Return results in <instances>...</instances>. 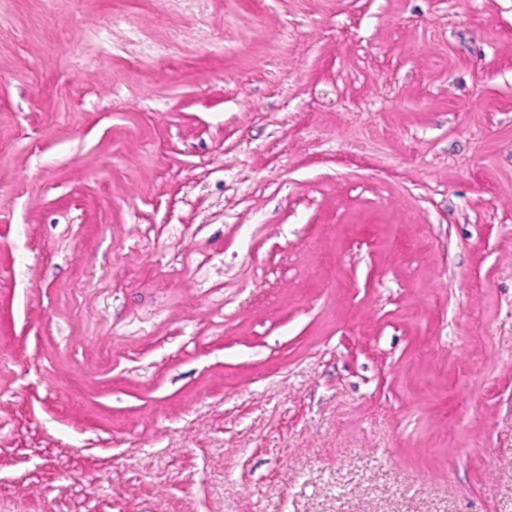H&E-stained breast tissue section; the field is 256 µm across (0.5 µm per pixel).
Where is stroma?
<instances>
[{
	"instance_id": "35a3bbf8",
	"label": "stroma",
	"mask_w": 512,
	"mask_h": 512,
	"mask_svg": "<svg viewBox=\"0 0 512 512\" xmlns=\"http://www.w3.org/2000/svg\"><path fill=\"white\" fill-rule=\"evenodd\" d=\"M0 512H512V0H0Z\"/></svg>"
}]
</instances>
